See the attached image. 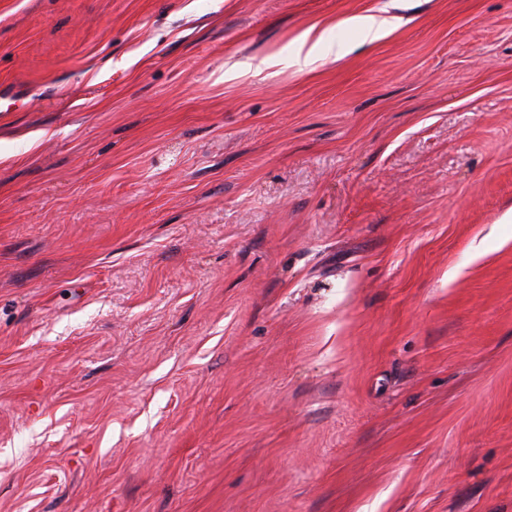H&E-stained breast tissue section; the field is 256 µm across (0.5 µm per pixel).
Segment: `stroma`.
I'll list each match as a JSON object with an SVG mask.
<instances>
[{
  "mask_svg": "<svg viewBox=\"0 0 512 512\" xmlns=\"http://www.w3.org/2000/svg\"><path fill=\"white\" fill-rule=\"evenodd\" d=\"M511 210L512 0H0V512H512ZM345 23L362 29L372 40L383 37L392 27L390 20L375 14L350 17Z\"/></svg>",
  "mask_w": 512,
  "mask_h": 512,
  "instance_id": "35a3bbf8",
  "label": "stroma"
}]
</instances>
